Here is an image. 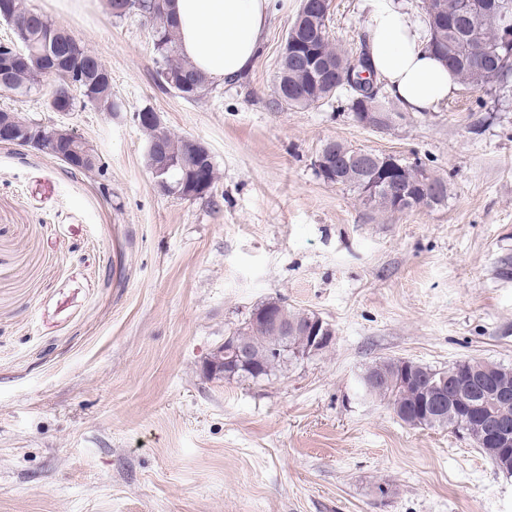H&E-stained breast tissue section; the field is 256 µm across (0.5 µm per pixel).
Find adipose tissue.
<instances>
[{
  "instance_id": "ef3b65f1",
  "label": "adipose tissue",
  "mask_w": 512,
  "mask_h": 512,
  "mask_svg": "<svg viewBox=\"0 0 512 512\" xmlns=\"http://www.w3.org/2000/svg\"><path fill=\"white\" fill-rule=\"evenodd\" d=\"M181 54L215 83L248 71L274 16L288 0H172ZM368 43L388 97L410 112L446 102L458 79L431 52L420 22L398 0H370Z\"/></svg>"
}]
</instances>
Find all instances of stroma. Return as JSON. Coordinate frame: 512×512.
Returning a JSON list of instances; mask_svg holds the SVG:
<instances>
[{
	"label": "stroma",
	"mask_w": 512,
	"mask_h": 512,
	"mask_svg": "<svg viewBox=\"0 0 512 512\" xmlns=\"http://www.w3.org/2000/svg\"><path fill=\"white\" fill-rule=\"evenodd\" d=\"M348 55L366 0H331ZM91 47L124 111L66 121L102 176L0 143V512H512V477L461 432L401 422L360 378L373 362L512 368V76L459 86L376 130L341 90L273 91L301 0L238 81L184 99L156 79L151 32L106 0H28ZM209 147L206 196L161 193L135 112ZM337 140L422 162L432 209L381 213L314 161ZM320 316L328 350L258 381L204 365L255 307Z\"/></svg>",
	"instance_id": "35a3bbf8"
}]
</instances>
